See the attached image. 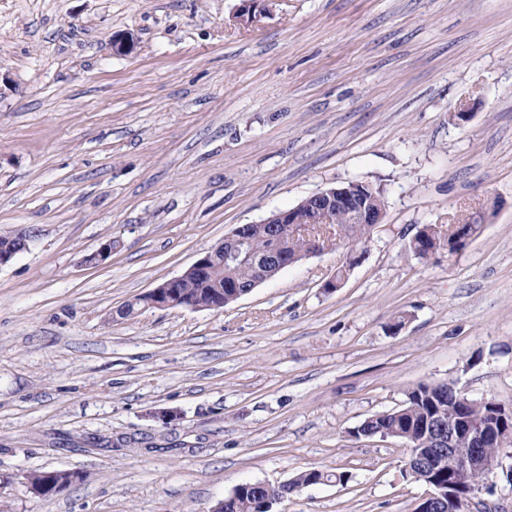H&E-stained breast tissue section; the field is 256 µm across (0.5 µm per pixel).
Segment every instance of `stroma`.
I'll return each mask as SVG.
<instances>
[{
  "label": "stroma",
  "instance_id": "35a3bbf8",
  "mask_svg": "<svg viewBox=\"0 0 512 512\" xmlns=\"http://www.w3.org/2000/svg\"><path fill=\"white\" fill-rule=\"evenodd\" d=\"M240 4L0 0V233L30 236L0 267V512H210L311 469L349 480L276 512H415L402 442L354 428L422 383L512 408V0H269L248 25ZM351 182L385 196L357 264L118 317ZM454 222L478 227L459 253L410 251ZM44 469L86 478L37 496Z\"/></svg>",
  "mask_w": 512,
  "mask_h": 512
}]
</instances>
